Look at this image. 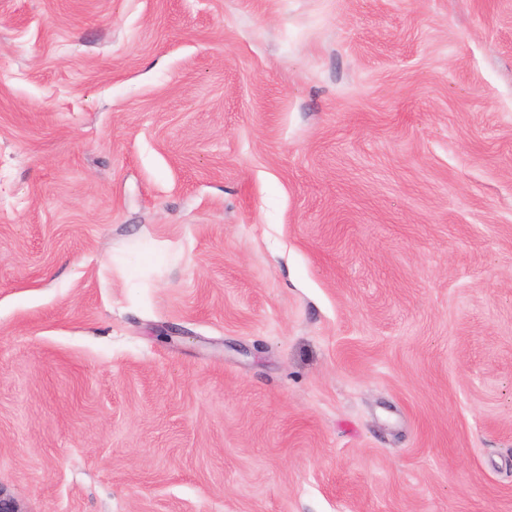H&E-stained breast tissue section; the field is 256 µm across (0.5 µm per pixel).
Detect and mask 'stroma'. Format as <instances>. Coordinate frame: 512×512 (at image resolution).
<instances>
[{
	"instance_id": "35a3bbf8",
	"label": "stroma",
	"mask_w": 512,
	"mask_h": 512,
	"mask_svg": "<svg viewBox=\"0 0 512 512\" xmlns=\"http://www.w3.org/2000/svg\"><path fill=\"white\" fill-rule=\"evenodd\" d=\"M0 487L512 512V0H0Z\"/></svg>"
}]
</instances>
